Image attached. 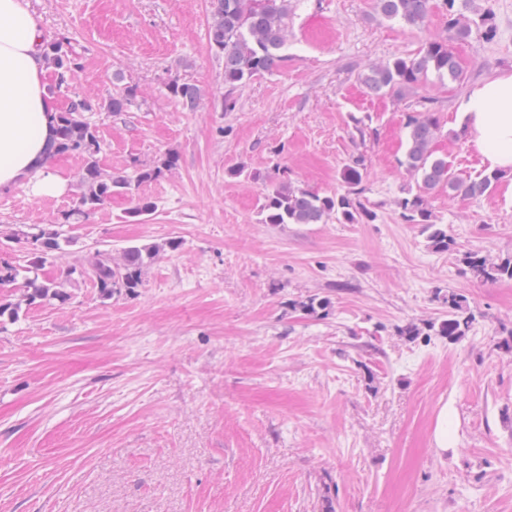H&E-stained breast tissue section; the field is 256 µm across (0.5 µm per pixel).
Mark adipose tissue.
I'll return each instance as SVG.
<instances>
[{
    "label": "adipose tissue",
    "mask_w": 512,
    "mask_h": 512,
    "mask_svg": "<svg viewBox=\"0 0 512 512\" xmlns=\"http://www.w3.org/2000/svg\"><path fill=\"white\" fill-rule=\"evenodd\" d=\"M41 44L38 21L22 0H0V190L27 182L35 194L54 197L65 182L47 166L57 107ZM458 111L486 169L512 171V73L471 86Z\"/></svg>",
    "instance_id": "obj_1"
}]
</instances>
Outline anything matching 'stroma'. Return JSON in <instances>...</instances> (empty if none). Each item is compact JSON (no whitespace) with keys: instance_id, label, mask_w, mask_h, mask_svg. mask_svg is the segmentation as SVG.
<instances>
[{"instance_id":"1","label":"stroma","mask_w":512,"mask_h":512,"mask_svg":"<svg viewBox=\"0 0 512 512\" xmlns=\"http://www.w3.org/2000/svg\"><path fill=\"white\" fill-rule=\"evenodd\" d=\"M26 2L43 39L80 63L57 107L132 95L125 111L90 115L101 166L178 162L139 186L152 214L131 218L136 197L120 195L66 224L83 161L54 157L61 195L0 191V264L31 257L16 229L69 237L43 269L58 279L100 252L179 248L109 298L77 278L62 305L0 288L19 307L0 321V512H321L326 499L335 512H512V280L484 282L462 262L512 255V172L479 197L432 194L446 252L395 206L412 185L398 164L410 115L435 112V156L484 173L457 100L512 72V0H472L498 33L453 41L461 82L431 75L400 98L359 74L445 35L442 9L417 28L382 18L377 0H296L284 61L237 88L230 112L201 0ZM173 79L200 88L197 109L168 97ZM358 158L373 221L262 223L275 170L327 195ZM240 165L247 175L229 177ZM450 289L475 312L467 336L398 335L445 319ZM314 295L329 297L327 316L299 309ZM443 411L455 446L440 453Z\"/></svg>"}]
</instances>
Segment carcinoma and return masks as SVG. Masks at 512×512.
<instances>
[{
  "mask_svg": "<svg viewBox=\"0 0 512 512\" xmlns=\"http://www.w3.org/2000/svg\"><path fill=\"white\" fill-rule=\"evenodd\" d=\"M290 0H210L211 20L207 39L211 49L224 55V109L235 108L234 90L256 76L277 69L284 60L282 49L288 43V15ZM472 0H441V8L448 16V36L427 40L413 57H395L374 63L361 73L365 87L375 94L402 96L414 89L433 72L440 78L458 81L459 64L449 48L453 39H465L472 31L487 40L497 35L491 11L479 15L471 24L462 21L463 10ZM433 0H378L379 14L389 20L399 19L405 24L420 27L425 24ZM46 64L54 71L56 84L62 86L71 79L79 62L64 42L47 41L42 45ZM170 99L189 110L195 109L201 99V90L177 79L167 84ZM130 95L113 97L106 103H93L77 97L56 115V142L52 156L78 155L83 158L75 205L63 215V222L78 223L100 208L114 195H133L140 184L160 177L177 165V156L166 154L149 168H138L132 174L124 171L106 172L101 168L98 154L101 144L95 126L86 113L101 111L123 112L129 105ZM407 146L399 165L413 178L418 179L417 190L407 189L406 196L398 199L401 219L408 224H422L428 232L431 248L448 251L452 239L437 227L429 207V195L439 187L448 188L450 197H477L493 189L501 173L490 172L471 179L454 174L442 158L433 157L432 143L439 130L438 120L432 112H422L409 117ZM361 160L346 166L341 174L344 190L330 195H320L286 180L273 184L264 196L260 207L264 224H326L336 220L339 224H360L373 218V213L361 199L363 194ZM11 238L26 240L34 245V256L24 268L0 265V286L21 283L26 289V301L56 300L65 303L69 294L65 283L52 278H39V271L52 252L61 253L70 240L58 229L42 228L36 233L18 230ZM178 242L164 244L146 243L126 247L120 258L112 259L109 253H99L85 264L67 271L66 277L77 273L90 280L104 298L112 291L139 287L144 269L160 255L175 251ZM463 262L484 281L512 280V257L492 258L488 255L467 253ZM448 304V318L439 323L430 322L424 327L408 323L398 328L401 336L415 339L434 334L456 341L467 335L475 315L465 298L449 290L443 295Z\"/></svg>",
  "mask_w": 512,
  "mask_h": 512,
  "instance_id": "1",
  "label": "carcinoma"
}]
</instances>
